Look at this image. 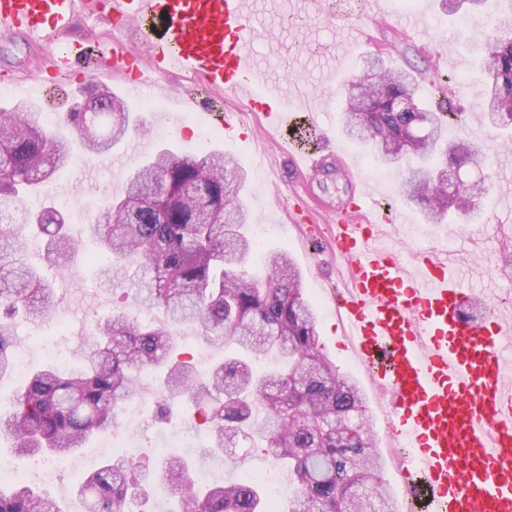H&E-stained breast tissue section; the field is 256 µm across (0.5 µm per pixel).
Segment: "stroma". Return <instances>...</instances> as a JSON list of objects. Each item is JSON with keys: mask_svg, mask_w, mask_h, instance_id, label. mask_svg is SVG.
Returning a JSON list of instances; mask_svg holds the SVG:
<instances>
[{"mask_svg": "<svg viewBox=\"0 0 512 512\" xmlns=\"http://www.w3.org/2000/svg\"><path fill=\"white\" fill-rule=\"evenodd\" d=\"M257 31L250 41L253 58L262 81L279 86L288 101L307 103L319 112L337 145L371 178L384 187V202L400 205L397 184L387 170L378 166L367 150L349 140L342 131L341 106L349 82L360 72L362 58L370 53L382 54L387 65H415L420 70H440L468 77L477 67L473 46L479 36L477 29L464 24L469 5L447 7L443 0H416L408 12L385 9L372 30L371 39L354 43L351 27L362 24L364 0H321L311 6L304 0H252ZM61 42L97 44L111 47L121 42L135 53H143L137 30L114 32L111 25L87 15L75 18ZM51 49L41 41H31L20 34H0V105L19 101L31 84H39L35 107L39 113L63 114L80 97V85H67L64 78L44 82V69ZM159 111L144 108L139 101L129 104L138 118L140 128L132 132L134 151L117 146L112 153L98 159H82L56 173L41 188L40 197L50 203L68 200L66 213L72 236L79 237L83 224L104 199L120 194L126 180L143 159L157 148L174 144L177 152L197 156L214 149L234 155L247 172L245 203L252 228H263L262 252L288 250L298 266L306 292L318 313L319 343L326 356L341 373L358 377L355 362L343 351L340 326L326 304V291L339 285L342 259L336 258L328 243L319 246V264H310L299 231L288 222V208L301 190L295 183L292 163L286 154L288 142L302 138L303 112H296L292 125L278 133L260 138L237 139L222 144V128L207 123L197 113L172 111L168 99L159 98ZM452 110L466 113L465 129L449 127V139L469 136L485 145L488 159L484 165L487 193L482 199V221H456L452 224H430L419 211H412L410 225L385 227L383 238L388 243H405L409 249L433 248L449 252L466 277V285L485 295L512 292V229L497 228L491 216L500 199L512 200V152L500 149L506 131L486 125L478 99L469 84L456 86L450 97ZM318 205L311 212L313 223H326V206L345 198L349 186L337 174L310 176L308 187ZM46 240L43 236L28 237L26 256L30 265L55 284L57 304L52 321L41 318L18 319L20 338L45 337L46 345L26 346L23 353L28 368H36L57 357L63 368L80 365L85 349L92 341L96 323L120 308L132 316H150L155 322L165 320L162 310L144 311L134 296L115 290L111 276L87 260L95 245L81 240L75 258L64 265L51 267L44 261ZM169 424L155 421L152 412L136 419L127 427L128 455L154 460L156 448L168 439ZM112 440L103 433L86 448L73 453L78 461L75 469L57 472L53 480H44V457L35 455L20 459L30 483L47 490L64 512H83L77 487L85 472L111 460L104 446ZM179 456L200 461L202 471L212 473L214 480L227 482L240 475H268L270 482L287 485L286 475L275 467L261 449H254L237 466L230 467L219 458H204L202 448H182Z\"/></svg>", "mask_w": 512, "mask_h": 512, "instance_id": "obj_1", "label": "stroma"}]
</instances>
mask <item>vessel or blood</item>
<instances>
[{"label": "vessel or blood", "mask_w": 512, "mask_h": 512, "mask_svg": "<svg viewBox=\"0 0 512 512\" xmlns=\"http://www.w3.org/2000/svg\"><path fill=\"white\" fill-rule=\"evenodd\" d=\"M96 0H0V30L52 41ZM116 29L142 27L146 56L114 47L96 54L92 72L119 76L127 97L157 90L159 74H191L193 90L176 92L175 111L193 112L202 90L225 91L261 113L268 127L286 117L275 89L260 80L245 51L256 26L247 0H109ZM307 134L310 152L293 145L294 168L305 178L337 167L352 192L329 207L331 221L310 224L303 211L292 223L306 238L329 237L346 258L342 285L329 306L342 330L343 349L385 403V437L394 462L393 491L402 512H512V323L501 305L479 319L466 316L473 299L454 263L425 252L404 258L379 244L381 229L400 223L398 209L376 206L377 189L336 147L316 116Z\"/></svg>", "instance_id": "1"}]
</instances>
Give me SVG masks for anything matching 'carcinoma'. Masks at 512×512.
<instances>
[{
    "label": "carcinoma",
    "mask_w": 512,
    "mask_h": 512,
    "mask_svg": "<svg viewBox=\"0 0 512 512\" xmlns=\"http://www.w3.org/2000/svg\"><path fill=\"white\" fill-rule=\"evenodd\" d=\"M495 25L500 33L476 43V88L488 124L505 129L512 127V18L500 16ZM400 99L411 100L415 111H395ZM99 101L98 112L78 105L66 113L74 140L48 136L26 102L0 112V214L14 221L0 227V380L14 372L17 316H43L56 303V288L26 261L23 228L32 225L50 239L51 266L76 249L61 209L33 210L26 201L70 164L74 145L102 157L137 126L114 93ZM342 122L346 136L379 165L402 169L407 158L418 161L403 169L399 192L428 222L479 216L481 193L448 196L442 166L476 164L484 148L466 136L447 139L448 126L463 129L465 118L442 104L430 109L413 72L386 70L379 55H367L347 88ZM245 182L239 161L222 151L198 157L162 148L129 177L123 195L101 204L84 225L97 244L91 258H107L116 275L135 268L129 289L145 309L164 310L167 322L121 311L101 320L80 367L49 362L26 377L13 410L0 416V439H12L18 456L66 457L117 423L121 405L143 393L142 373L165 367V390L195 401L208 455L234 466L251 451L247 443L263 441L293 485L285 512H397L365 395L320 349L317 311L292 258L272 251L264 277L249 274L258 244L247 232ZM186 323L205 343L234 352L206 371L191 359L170 362L176 327ZM269 354L284 369L251 368L249 358ZM160 490L178 500V512H270L259 482L242 476L202 489L192 465L174 454L155 472L140 459L117 457L84 476L77 492L88 512H152ZM0 512L64 510L50 493L21 483L0 484Z\"/></svg>",
    "instance_id": "cac0c4a2"
}]
</instances>
